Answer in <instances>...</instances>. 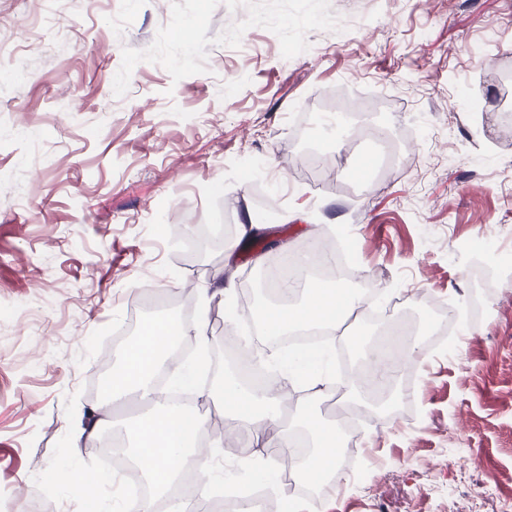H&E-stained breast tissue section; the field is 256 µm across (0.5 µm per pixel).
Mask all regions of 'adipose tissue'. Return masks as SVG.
<instances>
[{
  "instance_id": "adipose-tissue-1",
  "label": "adipose tissue",
  "mask_w": 512,
  "mask_h": 512,
  "mask_svg": "<svg viewBox=\"0 0 512 512\" xmlns=\"http://www.w3.org/2000/svg\"><path fill=\"white\" fill-rule=\"evenodd\" d=\"M294 304L264 306L259 320L268 333L284 335L309 323L335 325L341 315L355 313L361 300L352 289L337 282H315L299 292ZM184 324L174 317L154 319L144 325L135 339L120 351L112 365L110 401L127 395H136L151 413L128 429L127 435L137 442L132 451L131 474L134 480H147L154 490L153 497L128 500L122 512H154L157 497L166 495L179 476V461L194 458L196 471L202 480L211 477L208 457L199 450L198 435L203 421H189L184 409L168 404L152 383L161 370L170 371L179 381H186L187 373L169 359V347L175 339L187 335ZM321 352L304 347L281 362L283 383H291L294 376L309 379L317 393L334 389L335 383L328 371L322 370ZM206 398L218 401L225 416L246 425L251 454L239 457L240 466H250L254 456L274 449L270 467L261 477L272 487H279L281 460L293 443L287 428L276 427L286 401L279 392H257L227 380L205 390ZM299 422L307 431L311 450L299 465L300 473L309 481L320 484L341 476L339 436L334 423L325 421L312 406H301Z\"/></svg>"
}]
</instances>
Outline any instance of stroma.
I'll use <instances>...</instances> for the list:
<instances>
[{"label":"stroma","mask_w":512,"mask_h":512,"mask_svg":"<svg viewBox=\"0 0 512 512\" xmlns=\"http://www.w3.org/2000/svg\"><path fill=\"white\" fill-rule=\"evenodd\" d=\"M0 497L15 512L54 503L78 512L111 490L61 484L59 473H108L98 453L129 412L93 428L99 358L148 300L176 297L200 319L196 286L235 282L216 305L239 332L240 294L268 253L332 241L385 302L416 322L419 354L400 398L374 412L359 447L367 480L291 500L328 512H504L512 504V282L477 290L475 241L488 265L512 254V137H496L499 83L512 67V0H0ZM362 103L357 140L328 113ZM411 130L412 167H396V127ZM373 150L388 179L348 173ZM336 159L334 179L283 161ZM257 229L237 235L243 213ZM217 225L182 262L175 229ZM469 307L458 341L438 336L449 304ZM383 323L359 311L325 357L342 397L357 392L356 341Z\"/></svg>","instance_id":"35a3bbf8"}]
</instances>
